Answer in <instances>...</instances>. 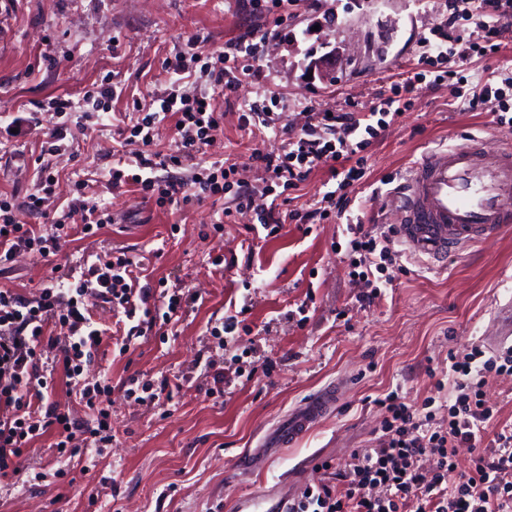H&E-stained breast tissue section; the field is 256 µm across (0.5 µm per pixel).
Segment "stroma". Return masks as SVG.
Wrapping results in <instances>:
<instances>
[{
	"label": "stroma",
	"instance_id": "35a3bbf8",
	"mask_svg": "<svg viewBox=\"0 0 512 512\" xmlns=\"http://www.w3.org/2000/svg\"><path fill=\"white\" fill-rule=\"evenodd\" d=\"M441 3L306 0L283 17L294 41L260 44L263 85L296 127L310 106L370 111L378 93L417 72L420 37L437 23ZM272 26V18L253 14L250 0H0V193L22 197L32 190L34 160L53 128L45 113L31 134L7 135L4 122L15 113L57 96L78 99L110 76L126 89L111 104L115 117L131 120L134 98L167 86V63L187 39L208 49L245 28ZM495 40L498 54L473 56L472 79L499 67L512 76V16L500 21ZM258 87L245 82L220 99L224 132L208 149L250 186L257 179L252 150L275 153L282 145L270 135L248 139L238 128ZM472 91L451 76L438 89L414 92L367 151L370 176L356 189L366 217L398 224L394 194L371 186L382 179L404 184L430 150L471 138L490 151L512 146L511 125L492 124L488 113L463 105L461 95ZM71 130L72 150L50 159L58 183L47 207L82 197L104 203L114 221L96 240L70 242L58 263L75 267L100 248L125 247L150 282L167 278L199 293L203 304L184 314L172 334L133 339L122 356L102 346L85 373L93 378L100 367L109 369L111 444L88 473L72 468L71 484L54 475L50 438L36 441L0 488V512H227L239 499H290L305 486L335 484L352 449L371 445L378 434L384 414L377 399L395 389L411 404L432 395L430 370L447 369L449 353L493 335L495 308L512 300V230L440 266L416 259L415 272L398 275L384 296L364 305L359 298L367 288L350 274L336 221L309 229L288 222L260 239L249 232L254 214L245 209L214 230L219 215L211 202L176 212L124 188L107 191L99 179L113 164L109 127L90 117ZM50 270L43 259L20 253L0 271V287L36 298ZM240 308L252 331L225 352L224 392L217 395L201 373L214 343L208 330ZM263 365L268 373H260ZM138 371L184 384L164 405L140 404L121 386ZM336 381L347 388L335 410L293 447H271L289 413ZM250 450L253 468L236 472L237 459Z\"/></svg>",
	"mask_w": 512,
	"mask_h": 512
}]
</instances>
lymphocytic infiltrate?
<instances>
[{
  "instance_id": "lymphocytic-infiltrate-1",
  "label": "lymphocytic infiltrate",
  "mask_w": 512,
  "mask_h": 512,
  "mask_svg": "<svg viewBox=\"0 0 512 512\" xmlns=\"http://www.w3.org/2000/svg\"><path fill=\"white\" fill-rule=\"evenodd\" d=\"M462 2L445 0L442 21L420 39L419 73L393 84L372 112H313L307 123L293 130L281 113L268 108L266 96L250 103L238 117L240 131L288 136L279 153L253 150L250 159L264 173L259 189L233 186L223 162L205 167L196 158L224 131L218 98L236 91L243 79H260L257 47L282 32L250 28L208 51L187 41L175 57L168 87L149 91L146 101H134L135 123L119 128L133 165L109 169L108 185L115 190L135 187L143 200L176 211L228 194L233 203L224 208V216L236 209L252 210L261 228L273 233L286 219L299 224L316 218L342 220L351 274L367 281L370 290L361 300L372 304L383 288L392 285L398 255L391 247V232L364 223L353 208V193L368 170L365 152L408 108L418 82L437 89L448 77L449 65L461 69L470 61L474 45L454 34L458 20L470 17ZM46 109L54 126L41 152L53 156L67 148L75 106L72 99L57 97ZM165 122L171 125L179 152L161 159L151 146L156 127ZM187 161L195 164L188 177L161 179L155 174L159 165L179 168ZM320 167L326 168L332 185L317 198L315 208L277 216L276 200L298 189ZM14 210V203L0 199V267L22 251L46 261L58 256L67 243L69 212L81 211V232L87 237L112 221L108 211L80 199L72 201L68 213L52 217L46 230L20 223ZM133 266V258L121 248L81 268L77 286L53 277L33 300L0 289V479L8 477L14 458L45 434H54L53 449L66 462L111 441L110 413L103 398L112 386L84 375L106 332L92 321L84 297H95L128 321L127 337L119 347L123 353L131 338L157 324H169L198 301L196 293L176 288L164 307H149L155 291L151 284L137 285ZM448 362L447 381H436L435 395L421 406L407 404L394 391L381 400L386 413L381 434L373 447L353 450L341 475L342 488L325 483L307 486L289 499L288 512H512V422L501 420L497 407L483 394L488 378L512 375V348L489 355L475 345L465 355L449 354ZM59 378L92 411L94 426L72 419L68 408L52 400ZM441 404L448 415L440 419L436 411ZM461 447L473 454L472 465L464 472L455 463Z\"/></svg>"
}]
</instances>
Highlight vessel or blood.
I'll return each mask as SVG.
<instances>
[{
    "instance_id": "obj_1",
    "label": "vessel or blood",
    "mask_w": 512,
    "mask_h": 512,
    "mask_svg": "<svg viewBox=\"0 0 512 512\" xmlns=\"http://www.w3.org/2000/svg\"><path fill=\"white\" fill-rule=\"evenodd\" d=\"M512 227V149L483 150L478 140L425 154L400 191L398 237L413 255L438 262ZM497 344H512V304L499 306ZM338 392L314 393L289 415L277 446L292 445L335 406ZM236 512H287L288 502L265 496L237 502Z\"/></svg>"
}]
</instances>
